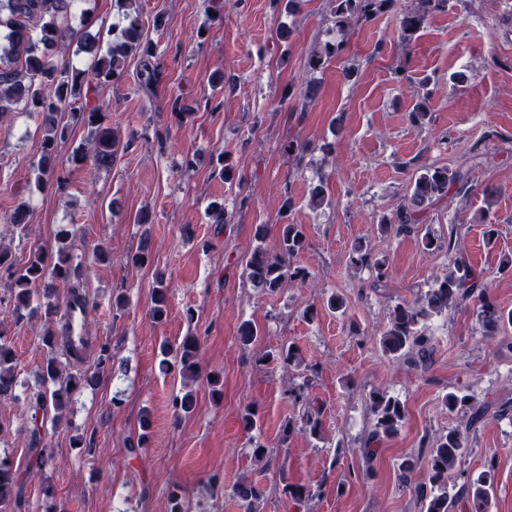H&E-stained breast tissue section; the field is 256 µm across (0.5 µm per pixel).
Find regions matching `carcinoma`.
I'll return each mask as SVG.
<instances>
[{"label": "carcinoma", "mask_w": 512, "mask_h": 512, "mask_svg": "<svg viewBox=\"0 0 512 512\" xmlns=\"http://www.w3.org/2000/svg\"><path fill=\"white\" fill-rule=\"evenodd\" d=\"M77 0H0V120L6 121L9 114L22 110L37 116L42 127V154L36 165V187L42 189L54 182L61 186L66 182V170L57 157L58 142L67 138L69 124L82 125L90 129L87 143L77 146L69 157L75 166L92 161L99 168H109L116 160L119 143L112 128L104 126L107 119L104 104L97 100L85 101L70 112L71 123H62L65 106L83 97V90L92 89V83H117L123 78L125 60L135 54L142 58L139 71V86L150 88L156 80V71L150 58L152 43L143 38V23L136 6L137 0H116L124 21L120 32L115 34L106 51H101V34L85 31L80 41V51L92 56V67L82 69L59 62L66 57L69 43L61 21L71 14ZM392 0H328L336 30L346 34L354 22L370 23L387 12ZM448 6V0H415L412 8L405 11L399 21L401 39L411 42L423 28L427 16ZM39 34H34V30ZM345 48L344 40L326 42L308 59V68L316 72ZM481 164L479 155L464 158L456 167H428L415 179L410 198L400 203L388 216L383 217L381 227L388 229L397 225L403 230L417 223L416 215L437 203L448 193V188H464L469 182L473 167ZM6 223L21 235L26 234L30 224V208L25 201L19 202L6 216ZM69 233L60 232L56 254L46 255L37 250L27 262L18 267L8 249L0 247V272L10 279L11 313L15 323L32 316L34 296L42 294L49 316H63L64 304L57 298V289H74L73 281L80 276L79 265L73 263ZM426 250L443 247L453 255V268L448 274L435 280L424 294L410 302L397 305L389 325L381 336L385 353L414 368H425L432 361L434 344L432 337L423 331V322L428 318L448 312V309L470 300L477 306L478 316L488 335H495L502 326L512 324V311L504 310L494 301L485 281L476 273L469 256L457 251L456 241H443L426 232L422 237ZM306 238L302 225L292 221L282 225L280 247L276 256L267 254L256 246L245 264V275L253 288L262 293L274 294L285 282H305L310 272L299 265L285 262L299 256L305 249ZM353 262L357 266L371 267L377 282L387 278L386 262L374 260L363 245L353 248ZM168 287L163 281L156 282L151 297L150 315L161 322L167 316ZM167 358L162 364L178 369L185 380H195L200 366L201 343L199 337L190 334L172 349H164ZM111 346L107 342L99 345L97 363L92 369L62 374L54 358H49L43 367L44 382H52L53 389L43 390L29 397L30 427L27 447L34 454L36 468L22 472L14 468L8 454H0V512H20L26 506L25 488L29 480L53 460L54 453L47 441L45 421L48 407L61 412L69 404L74 393L95 386L99 373L112 360ZM15 354L7 339L5 327H0V397L14 394L16 381ZM375 417L374 429L365 447L396 433L405 421V406L383 391L370 395ZM444 402L451 412L459 411L467 416L465 429L451 428L432 444L427 463L426 481L419 484L416 494L423 512H453L457 501L466 499L472 512H488L491 493L494 489V464H489L477 478L456 486L459 473L457 464L466 455L469 447V432L476 429L485 417L489 405L478 402L473 396L461 391L450 392ZM172 407L177 415L191 413L195 407L193 391L179 392L172 397ZM297 431L311 437L322 438L323 422L320 412L305 411L300 419H287L281 425V438L286 442ZM242 502L243 512H258L263 497L260 486L242 482L235 488Z\"/></svg>", "instance_id": "cac0c4a2"}]
</instances>
